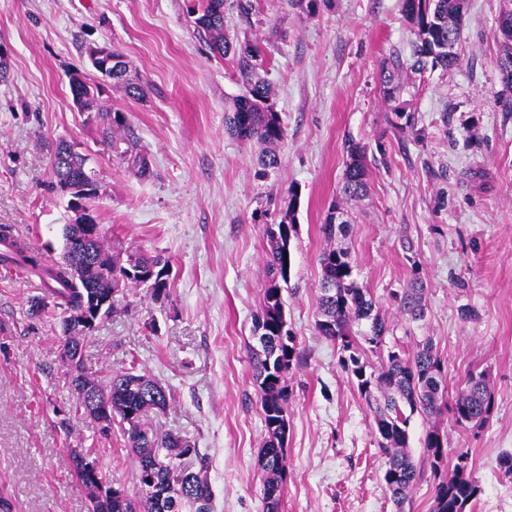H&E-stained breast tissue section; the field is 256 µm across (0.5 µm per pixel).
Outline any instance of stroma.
<instances>
[{
  "label": "stroma",
  "instance_id": "35a3bbf8",
  "mask_svg": "<svg viewBox=\"0 0 512 512\" xmlns=\"http://www.w3.org/2000/svg\"><path fill=\"white\" fill-rule=\"evenodd\" d=\"M189 0H0V224L46 260H60L62 229L77 214L51 188L46 145L73 143L96 173L90 213L121 259L161 255L169 295L122 283L115 308L83 344L88 375L129 364L169 397L148 426L186 438L204 468L212 512H262L258 453L265 438L249 348L252 317L271 277L266 224L294 209L290 282L283 291L298 361L287 375L290 421L283 512H394L373 414L316 330L319 255L347 249L360 285L388 321L387 344L411 349L432 338L456 391L468 370L487 371L492 406L480 426H437L449 452L467 449L481 493L467 512H512V479L497 466L512 453V111L494 37L503 0H468L459 62L408 75L403 127L382 94L392 50L415 40L401 0H224V37L262 49L285 137L280 167L260 176L259 144L227 134L224 115L245 89L236 57L215 52L188 14ZM116 49L138 99L90 64L89 48ZM101 92L103 122L78 111L69 76ZM365 144L368 194L349 202L350 229L320 231L339 197L348 140ZM146 156L151 174L137 176ZM427 287L426 316L411 321L393 295L412 276ZM37 276L0 275V496L12 512H87L71 450L90 454L113 486L138 490L120 430L61 428L76 394L59 360V317L30 315L45 296ZM471 317H462V309ZM429 424L413 416L409 450L420 470L409 512H431L436 481L426 460Z\"/></svg>",
  "mask_w": 512,
  "mask_h": 512
}]
</instances>
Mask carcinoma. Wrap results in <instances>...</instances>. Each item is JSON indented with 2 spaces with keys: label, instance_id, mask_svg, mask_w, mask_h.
<instances>
[{
  "label": "carcinoma",
  "instance_id": "1",
  "mask_svg": "<svg viewBox=\"0 0 512 512\" xmlns=\"http://www.w3.org/2000/svg\"><path fill=\"white\" fill-rule=\"evenodd\" d=\"M416 7L404 10L406 18L416 28V41L409 57L393 51L380 74L382 93L386 101L397 99L403 74L421 72L431 66L450 69L459 55L448 51V44L458 45L461 38V19L467 0H414ZM190 13L193 23L210 38L213 49L238 57L244 72L253 68L259 48L246 43L238 47L224 40V0H201ZM508 35L502 37V50L496 64L506 88L512 89V0H504L501 11ZM69 89L72 102L81 112H94L119 122V115L100 112L96 103L98 87L92 86L79 73L70 75ZM270 89L262 80L247 78L244 94L238 96L225 117L226 129L243 141L256 140L264 145L259 163L264 173L278 168L277 147L284 139L285 128L280 114L269 104ZM348 160L343 174V195L355 200L368 190L367 147L351 140L347 145ZM88 158L68 151L67 141L58 140L50 146L51 186L62 192L80 183L82 193L74 195L82 210H89L97 197V182L87 167ZM348 211L339 205L321 226L329 241L349 228ZM78 225L63 226L64 252L61 260L48 265L42 254L13 236L12 228L0 225V240L10 241L11 256H0V263L11 261L40 274L53 301V307L63 311V343L60 354L75 369L72 384L77 393L74 418L88 416L84 390L105 399L111 416L119 417L129 451L136 463L139 492L131 497L115 488L96 462L77 453L72 457L73 472L86 488L91 512H211V486L203 470L163 463L162 451L178 456L194 451L180 436L172 433L158 436L145 428L142 418L149 411L162 409L167 402L166 389L151 376L140 373L135 365L115 374H106L96 380L80 370L82 334L69 333L67 316L89 306L90 297L106 300L111 292L119 291V283L147 284L154 299L168 295L170 270L168 262L159 256L142 255L121 264L110 253L103 237L92 244V258L84 259L71 247ZM295 231V216L266 227L265 256L270 285L265 288L260 308L254 315L253 336L258 346L251 347L254 379L260 393V406L265 426V440L258 455L263 472V512H281V504L288 472L285 436L288 435V385L286 376L297 357L296 344L288 328L281 284L288 283L291 267V235ZM320 295L316 323L318 333L336 341L341 353L340 365L356 383L357 389L374 414L379 449L386 458L383 481L396 506V512H405V503L417 481V465L408 452V427L411 417L419 413L426 418L441 414L451 407L455 422L460 426L482 425L490 412L491 388L486 371H470L464 388L448 403V385L443 363L433 353L431 339L413 351L398 346H386L387 323L380 316L368 290L361 286L354 274V265L348 251L329 247L320 254ZM422 280L414 278L411 287L399 296L400 312L415 321L424 318L425 304ZM379 358V365L368 361V354ZM380 392L383 402L374 401V392ZM424 448L430 468L437 476L432 512H466L469 504L478 498L480 486L474 478L469 451L461 449L453 466H448V451L443 434L436 426L426 431Z\"/></svg>",
  "mask_w": 512,
  "mask_h": 512
}]
</instances>
